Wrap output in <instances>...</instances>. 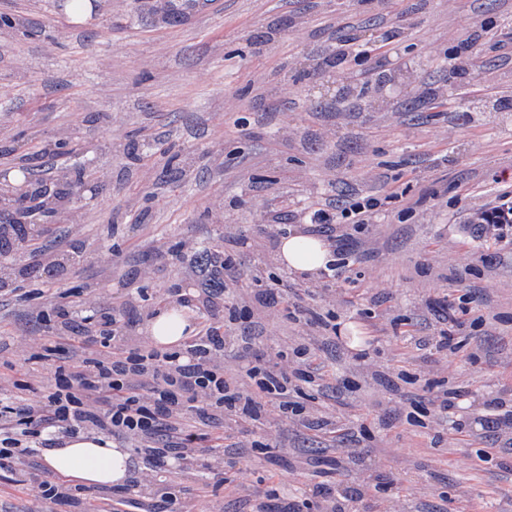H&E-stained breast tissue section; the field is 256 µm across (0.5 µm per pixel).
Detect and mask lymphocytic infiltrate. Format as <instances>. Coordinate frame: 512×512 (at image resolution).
<instances>
[{
  "label": "lymphocytic infiltrate",
  "instance_id": "1",
  "mask_svg": "<svg viewBox=\"0 0 512 512\" xmlns=\"http://www.w3.org/2000/svg\"><path fill=\"white\" fill-rule=\"evenodd\" d=\"M377 206L369 196L344 209L331 202L321 204L311 218V230L335 243L341 219L352 216L358 223H369ZM80 231L79 222L71 221L68 239L53 248H37L33 264L47 280L64 281L69 268L80 263L71 242ZM179 251L196 256L186 274L200 276L201 281L194 292L167 288L161 298L174 297L193 308L197 333L180 351L162 353L149 348L139 332L123 322L121 313L128 300L90 307L79 321L71 307L53 305L56 335L76 343L79 356L56 366L53 392L0 402L1 470L35 472L31 439L107 434L130 443L138 463L128 487L160 512H203L202 505L177 500L168 491L161 477L168 465L191 474L219 462L233 469L226 485L245 512H272L270 491L257 488L248 478L252 461L238 455L237 436L246 417L263 420L269 428L285 420L303 427L326 422L319 407L296 399L306 387L316 391L333 387L316 363L317 339L296 337L291 356L278 351L259 365L240 366L232 353L249 338L234 336L213 322V310L222 304H240L262 319L284 305V297L267 289L223 287L224 278L234 273L231 256L197 257L191 241L182 242ZM214 420L223 422L222 433L207 432ZM374 485L370 478L354 487L316 485L311 491L315 512H365L370 504L376 512H416L418 500L431 494L429 485L420 482L405 499L375 500Z\"/></svg>",
  "mask_w": 512,
  "mask_h": 512
}]
</instances>
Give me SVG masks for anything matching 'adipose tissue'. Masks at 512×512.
Wrapping results in <instances>:
<instances>
[{
	"mask_svg": "<svg viewBox=\"0 0 512 512\" xmlns=\"http://www.w3.org/2000/svg\"><path fill=\"white\" fill-rule=\"evenodd\" d=\"M277 259L286 272L316 277L332 259L329 244L323 238L297 231L280 240ZM190 331L186 308L166 307L146 324L153 345L180 343ZM46 467L56 475L88 486H112L124 483L133 466L131 454L113 447L100 435L79 434L64 439L62 445L42 449Z\"/></svg>",
	"mask_w": 512,
	"mask_h": 512,
	"instance_id": "1",
	"label": "adipose tissue"
}]
</instances>
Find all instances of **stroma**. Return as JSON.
Masks as SVG:
<instances>
[{"mask_svg": "<svg viewBox=\"0 0 512 512\" xmlns=\"http://www.w3.org/2000/svg\"><path fill=\"white\" fill-rule=\"evenodd\" d=\"M97 7L63 19L57 0H0V14L22 25L0 38V165L15 143L39 146L76 126L82 153L71 165L109 173L80 205L84 262L44 292L98 306L136 292L123 319L144 327L159 285L181 276L175 250L186 239L230 254L242 278L260 276L262 287L304 288L306 279L256 251L254 239L307 229L319 199L345 207L373 195L372 222L342 226L348 302L306 300L338 334L318 360L343 383L336 415L366 452L344 481L372 472L383 494L402 497L424 479L427 512H512V452L480 424L486 400L512 392V234L479 238L469 226L475 213L512 202V112H464L455 96L461 85L481 101L512 96V62L485 41L469 52L458 42L474 27L507 31L512 0H210L184 23L141 20L130 0ZM348 40L363 56L330 65ZM116 131L126 144H157L161 155L137 162L105 149ZM274 209L292 222L267 227ZM228 224L239 238H225ZM445 298L460 321L458 347L446 368L428 373L403 338L438 335L426 305ZM268 322L263 343L243 350L246 364L307 331L283 307ZM51 338L29 302L0 295V380L9 383L1 395L18 396L32 368L38 391L54 385L52 361L39 357ZM367 365L389 386L367 378ZM461 382L467 392L437 421V385ZM330 440L325 429L289 432V446L303 451L292 486L271 479L287 468L278 449H245L260 459L253 480L275 491L274 512L325 480ZM164 479L210 512H240L223 475L191 479L171 468ZM77 508L43 500L27 475L0 470V512Z\"/></svg>", "mask_w": 512, "mask_h": 512, "instance_id": "1", "label": "stroma"}]
</instances>
